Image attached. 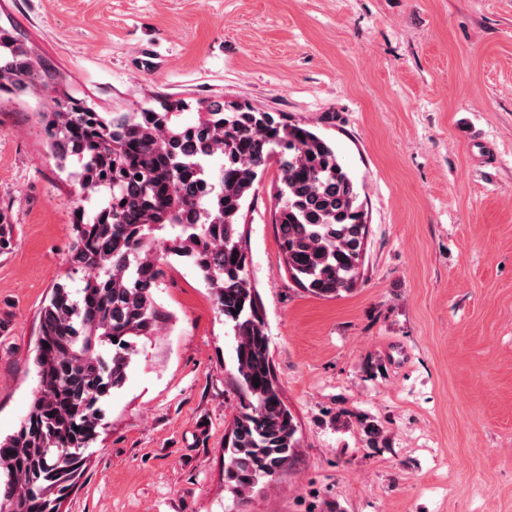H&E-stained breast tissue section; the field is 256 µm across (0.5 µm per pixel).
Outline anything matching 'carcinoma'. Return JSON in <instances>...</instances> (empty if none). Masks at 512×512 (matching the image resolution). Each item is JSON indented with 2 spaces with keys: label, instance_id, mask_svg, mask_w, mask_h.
<instances>
[{
  "label": "carcinoma",
  "instance_id": "cac0c4a2",
  "mask_svg": "<svg viewBox=\"0 0 512 512\" xmlns=\"http://www.w3.org/2000/svg\"><path fill=\"white\" fill-rule=\"evenodd\" d=\"M53 89L41 119L52 157L101 204L73 224L68 262L84 286L53 288L33 363L39 386L16 432L0 438V512H64L96 441L101 402L127 377L135 340L164 321L154 292L173 255L211 288L236 339L240 411L224 448V481L239 495L269 485L297 448L296 425L271 371L269 336L247 270L244 211L277 169L274 218L283 262L306 292L333 298L360 279L367 224L360 189L336 147L310 128L250 104L160 98L135 112H98L54 69L0 28V92ZM221 159L219 167L213 158ZM74 170H68V166ZM12 221L0 209V253Z\"/></svg>",
  "mask_w": 512,
  "mask_h": 512
}]
</instances>
